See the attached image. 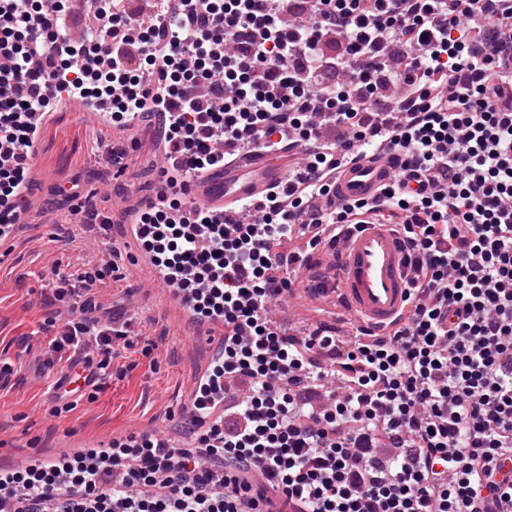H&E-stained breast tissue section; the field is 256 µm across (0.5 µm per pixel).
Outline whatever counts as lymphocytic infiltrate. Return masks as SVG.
Listing matches in <instances>:
<instances>
[{
    "mask_svg": "<svg viewBox=\"0 0 512 512\" xmlns=\"http://www.w3.org/2000/svg\"><path fill=\"white\" fill-rule=\"evenodd\" d=\"M95 0L89 50L59 42L31 0H0V223L28 174L34 112L60 93L115 114H163L176 157L206 171L212 138L307 146L258 224L196 209L145 214L138 233L193 307L224 322L184 420L195 445L147 433L0 471L7 512H512V0H180L170 24H134ZM343 51L323 48L329 33ZM391 97H382V90ZM395 155L378 196L328 209L361 150ZM366 224L400 229L403 324L350 339L285 335L269 302ZM109 324L68 321L55 349ZM336 386L304 408L301 391Z\"/></svg>",
    "mask_w": 512,
    "mask_h": 512,
    "instance_id": "lymphocytic-infiltrate-1",
    "label": "lymphocytic infiltrate"
}]
</instances>
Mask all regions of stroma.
<instances>
[{"mask_svg":"<svg viewBox=\"0 0 512 512\" xmlns=\"http://www.w3.org/2000/svg\"><path fill=\"white\" fill-rule=\"evenodd\" d=\"M80 109L76 99L53 110L34 156L33 189L45 212L17 238L0 241V357L17 364L14 384L0 391V465L54 457L135 429L164 428L180 442L184 399L206 362L151 268L137 262L116 230L85 217L88 203L106 194L104 215L118 222L130 185L149 189L160 160L140 129H102L79 119ZM116 147L127 153L123 163L112 160ZM70 183L79 196L67 202L55 188ZM116 246L122 259L115 264ZM92 267L101 279L91 293L57 279ZM81 299L87 318L110 323L121 336L100 385L67 403L47 385L49 366L61 362L50 341L69 320V305Z\"/></svg>","mask_w":512,"mask_h":512,"instance_id":"35a3bbf8","label":"stroma"}]
</instances>
